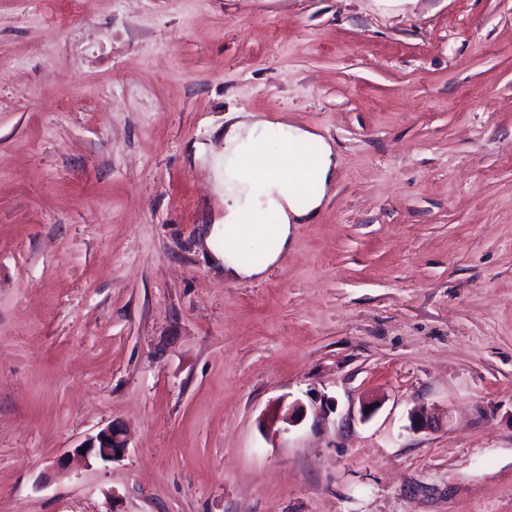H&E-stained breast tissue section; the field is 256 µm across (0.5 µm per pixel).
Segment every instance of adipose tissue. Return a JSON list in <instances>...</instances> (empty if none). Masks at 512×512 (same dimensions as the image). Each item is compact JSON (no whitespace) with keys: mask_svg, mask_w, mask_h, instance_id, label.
Returning a JSON list of instances; mask_svg holds the SVG:
<instances>
[{"mask_svg":"<svg viewBox=\"0 0 512 512\" xmlns=\"http://www.w3.org/2000/svg\"><path fill=\"white\" fill-rule=\"evenodd\" d=\"M283 144L278 166L261 163L266 139ZM216 191L224 215L214 222L211 235L224 228L268 220L266 234H241L215 260L232 278H258L287 251L294 225L308 222L320 208L336 172V153L320 134L285 123L245 116L224 130V151L216 156ZM311 171L315 188L300 196L297 185Z\"/></svg>","mask_w":512,"mask_h":512,"instance_id":"ef3b65f1","label":"adipose tissue"}]
</instances>
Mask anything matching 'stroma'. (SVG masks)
Masks as SVG:
<instances>
[{
    "label": "stroma",
    "mask_w": 512,
    "mask_h": 512,
    "mask_svg": "<svg viewBox=\"0 0 512 512\" xmlns=\"http://www.w3.org/2000/svg\"><path fill=\"white\" fill-rule=\"evenodd\" d=\"M242 110L339 157L258 280ZM0 512H512V0H0ZM86 447L85 453L81 449ZM127 448L122 429L115 425H109L99 431L95 436L89 437L73 451L87 459L96 458L102 461H116L121 458ZM120 452V455H117Z\"/></svg>",
    "instance_id": "1"
}]
</instances>
